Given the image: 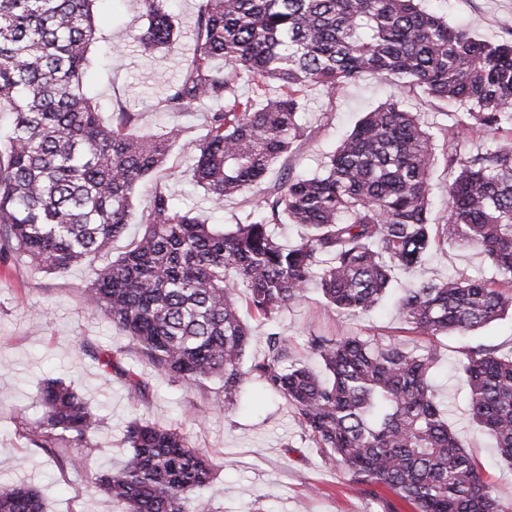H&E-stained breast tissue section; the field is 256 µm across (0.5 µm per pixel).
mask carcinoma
Here are the masks:
<instances>
[{
    "label": "carcinoma",
    "instance_id": "1",
    "mask_svg": "<svg viewBox=\"0 0 512 512\" xmlns=\"http://www.w3.org/2000/svg\"><path fill=\"white\" fill-rule=\"evenodd\" d=\"M94 2L0 0V106L15 114L0 156V253L51 274L87 265L84 303L156 372L188 387L220 378L218 408L261 383L288 403L326 464L370 495L386 489L413 512H502L478 458L448 426L431 375L434 339H469L461 372L471 418L512 466V356L472 340L512 314V137L462 148L477 127L512 131V22L503 23L506 38L487 41L448 25L423 0H204L192 56L161 110L182 115L202 100L220 104L203 138L184 144L194 155L193 180L216 209L253 192L254 216L221 228L176 208L157 182L141 238L98 265L180 130L141 135L136 114L121 105L112 124L100 121L82 80L98 39ZM168 2L141 0L140 40L170 53L179 43ZM364 72L459 106L440 129L441 155L419 115L392 99L360 119L320 174L289 168L259 188L308 136L299 122L306 90L333 94ZM245 78L262 100L241 93ZM439 159L454 177L434 217ZM285 222L307 229L293 246L275 238ZM448 244L479 252L499 277L413 280L399 289L404 330L419 344L313 336L307 346L322 378L290 361L288 339L271 331L264 357L243 366L252 332L240 299L252 318L271 323L316 289L335 311L357 316L381 303L394 270L410 271ZM89 352L104 376L121 378L137 400L147 397L148 382L124 367L122 349ZM40 401L39 424H21L28 442L61 475L81 473L103 452V419L60 379L44 385ZM124 443L126 459L94 477L121 512H187L188 495L211 481L209 459L177 427L135 417ZM0 512H45L44 501L30 484H1Z\"/></svg>",
    "mask_w": 512,
    "mask_h": 512
}]
</instances>
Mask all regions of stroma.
I'll list each match as a JSON object with an SVG mask.
<instances>
[{
  "instance_id": "1",
  "label": "stroma",
  "mask_w": 512,
  "mask_h": 512,
  "mask_svg": "<svg viewBox=\"0 0 512 512\" xmlns=\"http://www.w3.org/2000/svg\"><path fill=\"white\" fill-rule=\"evenodd\" d=\"M201 4L202 0H173L184 35L179 51L168 53L146 51L138 44L146 28L139 0H97L94 13L100 39L90 49L84 82L104 123H111L112 107L120 103L138 112L140 132L176 127L182 140L202 138L204 116L215 110V103L201 101L192 114L182 116L156 107L166 84L177 77L192 53L189 31ZM427 7L449 24H466L474 34L493 41L499 39L503 22L512 21V0H429ZM392 96L399 97L404 109L421 113L431 132L449 122L448 106L419 91L399 92L397 86L367 73L333 95L320 87L310 88L303 115L310 136L296 153L271 168L266 184H273L287 167L303 174L320 172L325 155L351 132L362 114ZM153 177L167 184L178 208L208 215L210 223L237 224L251 210L246 196L238 195L225 201L223 211L209 213L204 192L192 179L191 162L180 147L171 149ZM455 274L488 280L495 271L475 251L451 246L432 251L411 272L395 271L394 280ZM89 280L83 265L48 274L32 267L25 257L0 256V484L27 481L37 485L46 512H117L104 496L88 490L83 478L61 477L53 463L34 452L16 430L19 422L33 426L42 419L39 391L45 380L60 378L71 383L104 419L99 440L105 450L88 461V471L103 470L125 459L124 428L140 414L183 429L193 446L207 455L213 479L204 493L219 512H380L376 499L360 493L341 470L325 464L287 403L260 383L246 386L234 406L215 410L210 402L219 380L189 389L141 361L129 351L128 338L103 314L85 308L81 292ZM271 330L287 337L291 359L304 362L309 359L307 341L313 335L376 336L409 346L416 343L415 336L404 331L392 301L351 317L331 310L316 292L282 310L273 325H256L245 362L264 355ZM85 343L125 348V365L149 383L147 398L134 400L120 378H105L96 361L82 352ZM437 346L433 379L448 423L482 462L503 512H512V468L499 460L483 430L469 420L468 388L459 377L462 343L443 336Z\"/></svg>"
}]
</instances>
